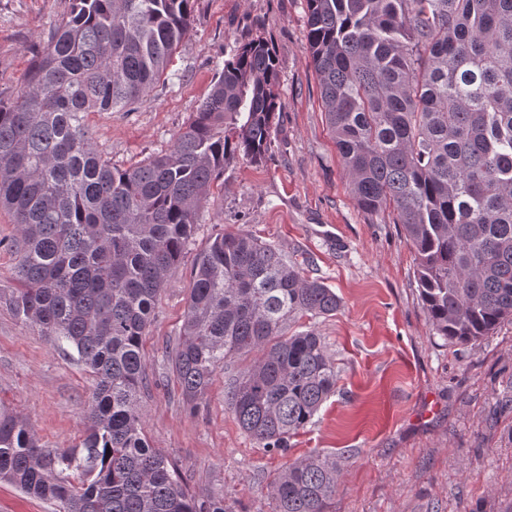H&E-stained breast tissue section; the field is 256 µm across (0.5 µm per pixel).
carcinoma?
<instances>
[{
	"label": "carcinoma",
	"mask_w": 512,
	"mask_h": 512,
	"mask_svg": "<svg viewBox=\"0 0 512 512\" xmlns=\"http://www.w3.org/2000/svg\"><path fill=\"white\" fill-rule=\"evenodd\" d=\"M192 0H72L19 91L0 96V209L18 227L15 314L96 384L74 448H46L0 409V482L58 512H227L189 492L143 433V352L168 272L213 182L270 144L279 85L260 39L242 44L171 149L127 168L95 146L90 112L145 97L189 32ZM308 51L357 206L388 209L417 257L434 335L474 345L512 321V0H305ZM165 358L193 407L213 375L239 426L270 450L312 423L337 371L299 314L339 300L275 246L219 231L197 252ZM336 465L317 455L271 488L277 512H326Z\"/></svg>",
	"instance_id": "1"
}]
</instances>
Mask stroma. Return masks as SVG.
<instances>
[{
	"label": "stroma",
	"mask_w": 512,
	"mask_h": 512,
	"mask_svg": "<svg viewBox=\"0 0 512 512\" xmlns=\"http://www.w3.org/2000/svg\"><path fill=\"white\" fill-rule=\"evenodd\" d=\"M72 0H0V92H16L38 45ZM193 24L161 80L120 111L87 122L100 152L126 167L170 149L238 46L272 48L280 107L256 164L234 161L214 184L196 248L223 229L282 250L340 300L315 328L336 364V390L287 453L263 448L225 403L244 372L218 370L196 408L163 362L182 324L194 251L170 271L145 340L150 385L143 428L199 497L229 512H275L271 484L320 454L336 464L327 512H512V322L473 346L434 336L419 296L415 255L391 213L367 215L327 127L309 63L305 0H193ZM92 374L53 349L0 300V407L24 417L42 444L71 448L84 431Z\"/></svg>",
	"instance_id": "35a3bbf8"
}]
</instances>
